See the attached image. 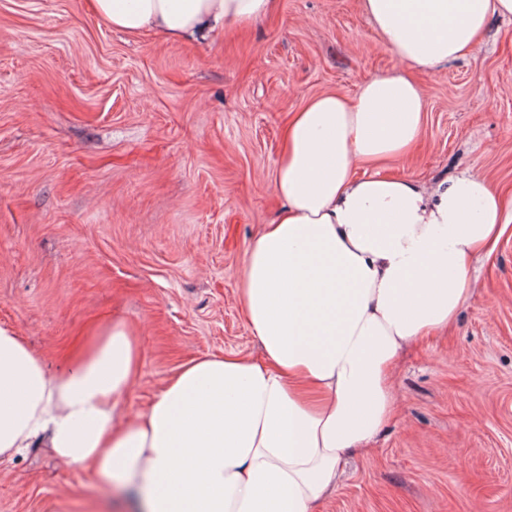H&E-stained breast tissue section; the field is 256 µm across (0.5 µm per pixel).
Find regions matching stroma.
<instances>
[{"label":"stroma","instance_id":"stroma-1","mask_svg":"<svg viewBox=\"0 0 512 512\" xmlns=\"http://www.w3.org/2000/svg\"><path fill=\"white\" fill-rule=\"evenodd\" d=\"M362 0H280L208 43L130 36L86 0H0V326L52 371L123 322L143 410L185 361L260 348L240 310L244 250L280 209L289 113L399 69ZM422 133L387 174H482L512 208V17L419 74ZM452 328L403 353L398 412L317 512H512V224L470 269ZM50 449L0 463V512H128Z\"/></svg>","mask_w":512,"mask_h":512}]
</instances>
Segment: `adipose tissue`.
Here are the masks:
<instances>
[{
  "instance_id": "adipose-tissue-1",
  "label": "adipose tissue",
  "mask_w": 512,
  "mask_h": 512,
  "mask_svg": "<svg viewBox=\"0 0 512 512\" xmlns=\"http://www.w3.org/2000/svg\"><path fill=\"white\" fill-rule=\"evenodd\" d=\"M131 36L215 38L279 0H88ZM402 69L353 98L326 94L288 120L273 178L283 207L243 256L240 302L261 360L186 361L127 417L140 348L119 322L50 372L0 326V459L33 446L136 493V512H315L349 457L398 409L402 351L453 324L472 297L469 264L505 230L501 197L466 172L425 190L376 171L418 139L426 100L414 70L474 51L512 0H362Z\"/></svg>"
}]
</instances>
